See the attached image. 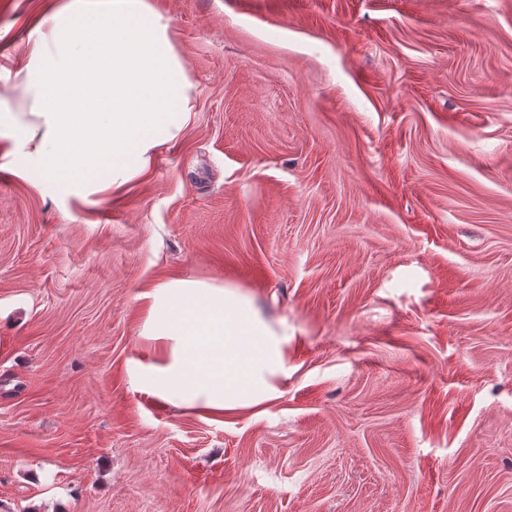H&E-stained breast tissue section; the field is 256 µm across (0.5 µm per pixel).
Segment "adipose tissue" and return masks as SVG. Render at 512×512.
Returning a JSON list of instances; mask_svg holds the SVG:
<instances>
[{
	"label": "adipose tissue",
	"mask_w": 512,
	"mask_h": 512,
	"mask_svg": "<svg viewBox=\"0 0 512 512\" xmlns=\"http://www.w3.org/2000/svg\"><path fill=\"white\" fill-rule=\"evenodd\" d=\"M25 61L0 93V162L88 202L148 171L193 110L189 69L167 17L148 0H58L29 32ZM132 386L175 407H263L289 375L285 321L241 289L195 278L156 284Z\"/></svg>",
	"instance_id": "adipose-tissue-1"
}]
</instances>
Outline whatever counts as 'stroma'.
I'll return each mask as SVG.
<instances>
[{
  "label": "stroma",
  "mask_w": 512,
  "mask_h": 512,
  "mask_svg": "<svg viewBox=\"0 0 512 512\" xmlns=\"http://www.w3.org/2000/svg\"><path fill=\"white\" fill-rule=\"evenodd\" d=\"M149 2L179 141L88 204L0 168V512H512V0ZM188 276L293 330L265 409L131 387Z\"/></svg>",
  "instance_id": "stroma-1"
}]
</instances>
